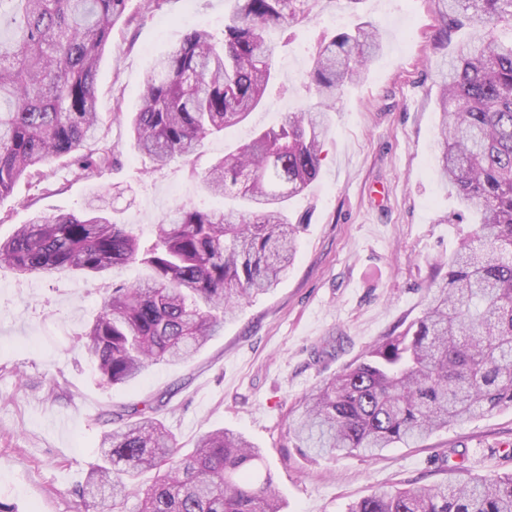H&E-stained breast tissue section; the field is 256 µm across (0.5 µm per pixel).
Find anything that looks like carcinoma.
<instances>
[{
	"label": "carcinoma",
	"instance_id": "obj_1",
	"mask_svg": "<svg viewBox=\"0 0 512 512\" xmlns=\"http://www.w3.org/2000/svg\"><path fill=\"white\" fill-rule=\"evenodd\" d=\"M439 39L470 29L440 70L442 154L437 175L475 222L433 268L421 317L367 349L304 395L288 441L305 454H369L423 440L449 425L512 408V0H435ZM127 0H0V199L35 188L55 161L82 179L114 154L85 153L95 135L99 62ZM309 0H233L224 41L195 29L156 59L128 115L133 148L162 169L208 137L245 122L275 78L269 30L307 20ZM381 49L360 25L321 42L309 78L314 110L256 130L201 176L222 210L178 204L145 237L118 222L104 194L80 212L35 213L0 239V266L22 278L97 275L138 264L112 288L83 347L107 385L153 363L192 359L245 302L293 265L304 218L292 200L320 172L326 114ZM163 399L106 413L98 461L77 495L91 512H284L264 457L242 434L217 429L185 452L155 417ZM154 472L151 485L138 482ZM349 512H512V474L371 493Z\"/></svg>",
	"mask_w": 512,
	"mask_h": 512
}]
</instances>
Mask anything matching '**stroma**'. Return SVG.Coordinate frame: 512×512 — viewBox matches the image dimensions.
<instances>
[{
	"instance_id": "obj_1",
	"label": "stroma",
	"mask_w": 512,
	"mask_h": 512,
	"mask_svg": "<svg viewBox=\"0 0 512 512\" xmlns=\"http://www.w3.org/2000/svg\"><path fill=\"white\" fill-rule=\"evenodd\" d=\"M232 0H128L98 71L102 122L88 149L110 147L116 160L91 179L64 162L38 188L0 201V235L36 212H78L91 191L108 193L122 223L150 234L180 203L220 209L223 197L197 179L243 141L250 124L272 125L315 103L305 76L320 41L369 23L382 49L346 86L321 154V174L292 207L307 217L288 277L227 321L188 363L152 366L128 384L100 382L80 336L106 288L134 281L139 266L93 279L66 273L19 280L0 267V503L14 512H82L76 494L105 429L106 410L164 398L160 418L184 450L205 432L242 433L265 456L285 512H348L376 490L437 483L449 464L462 475L512 474V409L495 410L380 457L307 456L289 443L300 398L356 361L369 347L421 316L430 265L448 257L474 226L439 182L435 93L448 49L440 44L435 0H310L306 22L271 30L277 79L264 106L209 137L185 160L152 171L130 145L126 119L155 59L193 28L224 39Z\"/></svg>"
}]
</instances>
